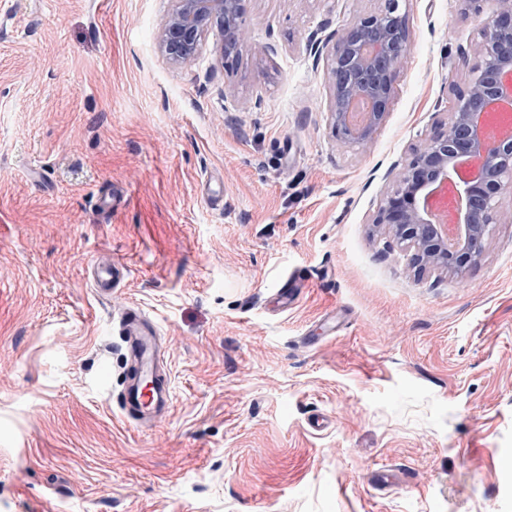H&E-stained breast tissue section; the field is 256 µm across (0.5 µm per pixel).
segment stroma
<instances>
[{"instance_id": "1", "label": "stroma", "mask_w": 512, "mask_h": 512, "mask_svg": "<svg viewBox=\"0 0 512 512\" xmlns=\"http://www.w3.org/2000/svg\"><path fill=\"white\" fill-rule=\"evenodd\" d=\"M174 5L0 0V512H512V203L460 277L368 226L465 87L489 0H403L365 150L336 138L306 43L384 0H246L238 56L210 28L188 68L158 49ZM104 254L132 265L110 299ZM127 301L173 386L142 425L116 406ZM300 285L296 280L295 275H289L288 278L282 281L279 288H276L274 294V305L277 309L285 311L291 308L298 297L300 292Z\"/></svg>"}]
</instances>
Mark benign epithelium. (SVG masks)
Wrapping results in <instances>:
<instances>
[{"label":"benign epithelium","mask_w":512,"mask_h":512,"mask_svg":"<svg viewBox=\"0 0 512 512\" xmlns=\"http://www.w3.org/2000/svg\"><path fill=\"white\" fill-rule=\"evenodd\" d=\"M208 27L246 34L244 0H175L160 34V51L171 63L186 66L198 55V35ZM307 49L326 56L328 118L341 141L365 146L389 114L394 80L410 44L399 0L338 26L325 36L310 35ZM472 57L471 78L448 122L413 148L411 157L390 177L370 217L372 227L414 250L419 265L461 276L478 263L485 242L499 223L501 201L512 195V138L485 140L481 120L488 108L512 105V0H494L480 39L464 52ZM355 99L370 105L360 129L349 125ZM452 190L457 236L441 234L428 207L431 194Z\"/></svg>","instance_id":"obj_1"}]
</instances>
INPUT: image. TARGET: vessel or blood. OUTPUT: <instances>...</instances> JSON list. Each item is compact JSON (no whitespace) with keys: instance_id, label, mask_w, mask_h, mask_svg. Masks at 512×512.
Segmentation results:
<instances>
[{"instance_id":"obj_1","label":"vessel or blood","mask_w":512,"mask_h":512,"mask_svg":"<svg viewBox=\"0 0 512 512\" xmlns=\"http://www.w3.org/2000/svg\"><path fill=\"white\" fill-rule=\"evenodd\" d=\"M93 282L99 295L111 297L127 277L131 267L121 259L100 257L93 265ZM300 292L295 276L282 281L274 294V305L291 308ZM115 329L122 342L124 368L117 396L128 419L141 423L165 416L171 405V379L159 367L161 341L152 321L139 306L120 308Z\"/></svg>"}]
</instances>
